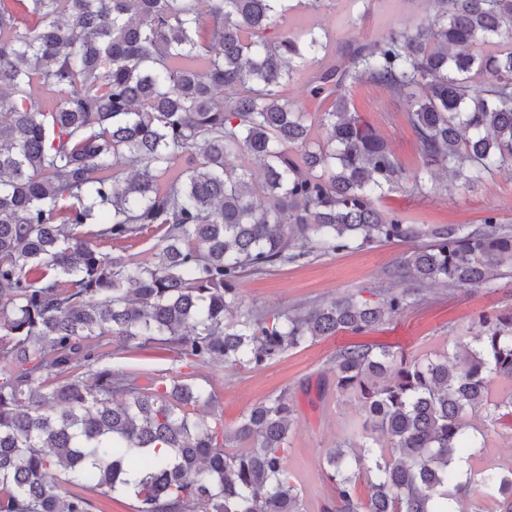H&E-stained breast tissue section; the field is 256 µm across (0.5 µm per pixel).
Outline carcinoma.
<instances>
[{"mask_svg": "<svg viewBox=\"0 0 512 512\" xmlns=\"http://www.w3.org/2000/svg\"><path fill=\"white\" fill-rule=\"evenodd\" d=\"M286 2L0 0V512H92L89 492L136 512H306L286 395L229 428L207 386L166 373L142 384L102 364L100 339L259 370L367 333L432 286L512 272V229L494 208L425 225L377 205L439 172L451 194L512 169V0H430L427 24L392 25L320 67L310 109L288 82L331 38L267 37ZM360 82L407 101L419 167L361 118L347 95ZM45 94L58 103L39 110ZM146 232L158 251L141 261L129 242ZM424 238L390 270L408 286L376 303L240 301L245 274ZM480 325L452 357L336 351V392L358 401L370 441L327 451L324 512H485L488 490L512 512V470L474 473L458 456L478 448L468 413L489 426L512 414V394L490 396L492 378L512 380V312Z\"/></svg>", "mask_w": 512, "mask_h": 512, "instance_id": "cac0c4a2", "label": "carcinoma"}]
</instances>
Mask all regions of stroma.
<instances>
[{"label": "stroma", "mask_w": 512, "mask_h": 512, "mask_svg": "<svg viewBox=\"0 0 512 512\" xmlns=\"http://www.w3.org/2000/svg\"><path fill=\"white\" fill-rule=\"evenodd\" d=\"M429 13L426 0H329L317 14L300 10L287 14L285 30L298 32L320 27L334 38L333 51L381 37L389 25L417 24ZM362 119L386 140L406 167L417 166L416 138L405 120V101L385 90L359 83L348 91ZM383 207L402 213L414 224H474L486 208H496L503 224L512 227V172L501 171L481 187L457 190L454 195L436 191L417 194L401 188L382 201ZM412 244H376L360 250L311 256L277 267L263 275H245L239 292L245 306L261 311L306 308L312 303L354 295L378 301L393 285L388 273ZM512 310V278L495 280L488 288H430L423 299L401 315L362 335V342L391 349L409 359L446 349L460 337L473 336L481 315ZM340 333L289 351L259 370L201 364L187 367L172 353L142 349L132 352L105 343L106 364L122 365L143 378L165 372L207 381L226 424L266 397L284 394L296 409L297 426L289 437L288 467L297 478L307 512H323L332 491L322 478L326 451L337 438L362 422L359 405L349 396H337L333 358L337 349L353 342ZM328 384L318 396L317 384ZM486 446L472 459L475 469L504 472L512 468V417L486 429Z\"/></svg>", "instance_id": "obj_1"}]
</instances>
